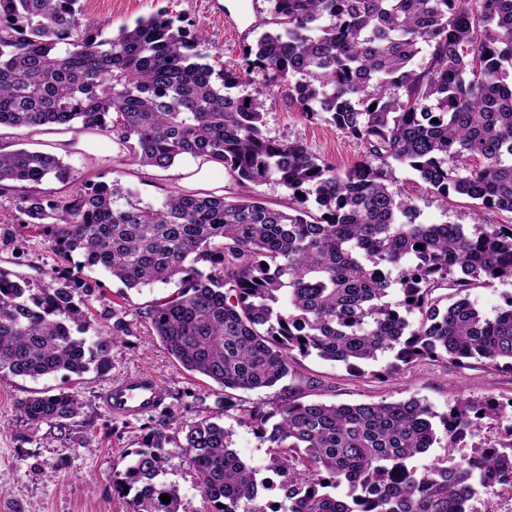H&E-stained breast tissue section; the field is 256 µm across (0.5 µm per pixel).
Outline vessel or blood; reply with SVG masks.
<instances>
[{"mask_svg":"<svg viewBox=\"0 0 512 512\" xmlns=\"http://www.w3.org/2000/svg\"><path fill=\"white\" fill-rule=\"evenodd\" d=\"M101 399L111 415L132 420L161 407L166 392L153 375L143 373L113 382Z\"/></svg>","mask_w":512,"mask_h":512,"instance_id":"vessel-or-blood-1","label":"vessel or blood"}]
</instances>
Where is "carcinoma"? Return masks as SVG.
Returning a JSON list of instances; mask_svg holds the SVG:
<instances>
[{"label": "carcinoma", "mask_w": 512, "mask_h": 512, "mask_svg": "<svg viewBox=\"0 0 512 512\" xmlns=\"http://www.w3.org/2000/svg\"><path fill=\"white\" fill-rule=\"evenodd\" d=\"M78 2L0 0V128L112 134L141 166L212 160L251 193L229 201L178 192L154 205L132 201L117 181L88 180L55 196L39 185L73 182L60 158L1 151L0 198L55 255L79 261L37 294L0 269V372L109 370L130 324L104 304L109 330L84 337L89 309L76 297L100 290L85 267L129 288L175 284L151 306V329L226 399L274 386L299 355L377 378L424 359L512 372V295L491 317L470 300L471 290L512 279V224L419 223L392 166L411 168L444 203L453 193L512 213V0H266L275 28L244 46L245 70L367 145L344 170L269 137L266 100L232 94L240 72L205 62L200 35L169 11L109 36L82 20ZM270 180L288 191L283 209L253 191ZM20 410L31 423L63 425L80 405L44 392ZM436 417L415 396L329 405L294 397L270 428L272 415L254 411L260 437L278 449L274 512H478L470 503L479 499L496 512L492 498L512 492V424L504 441L455 451L483 420H512V402L456 399L441 417L445 456L416 466L437 441ZM167 441L150 431L112 482L134 492L130 512H190L177 486L160 480ZM183 448L205 512H267L264 480L229 448L223 426L194 423Z\"/></svg>", "instance_id": "cac0c4a2"}]
</instances>
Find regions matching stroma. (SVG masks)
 <instances>
[{"instance_id": "stroma-1", "label": "stroma", "mask_w": 512, "mask_h": 512, "mask_svg": "<svg viewBox=\"0 0 512 512\" xmlns=\"http://www.w3.org/2000/svg\"><path fill=\"white\" fill-rule=\"evenodd\" d=\"M80 4L85 18L109 23L114 31L166 9L194 25L211 65L236 70L244 66V45L268 30L271 20L266 0H80ZM265 129L270 137L301 142L319 159L341 169L355 166L366 153L363 143L344 137L323 116L307 117L281 101L269 106ZM62 159L77 182L116 180L146 203L158 202L179 189L166 170L132 162L121 143L103 163L76 148L66 150ZM395 176L422 223L512 222V214L479 207L462 195L452 194L447 202H440L409 167L396 166ZM64 265L43 235L20 224L12 202L0 198V269L36 285ZM85 274L97 280L104 292L103 301H92V308L103 303L115 306L131 333L113 345L112 367L102 375L89 371L34 380L0 374V512H129L127 497L112 489L113 476L124 469L129 453L141 447L150 430L158 427L171 438L165 447L164 481L180 489L191 512H203L205 503L181 447L183 429L204 419L219 423L241 459L265 469L272 466L273 458L266 442L257 437L250 415L257 409L276 412L294 394L304 401L326 403L390 402L416 396L440 414L459 397L512 398V373L477 362L460 370L424 360L394 378L379 380L309 356L298 358L294 376L283 383L235 391L228 402L216 384L184 370L149 328L150 305L175 292V285L129 289L102 270L89 268ZM141 372L152 373L163 384L164 407L133 421L111 416L101 404V393L113 380ZM46 389L75 396L81 404L79 415L63 426L26 421L20 401Z\"/></svg>"}]
</instances>
